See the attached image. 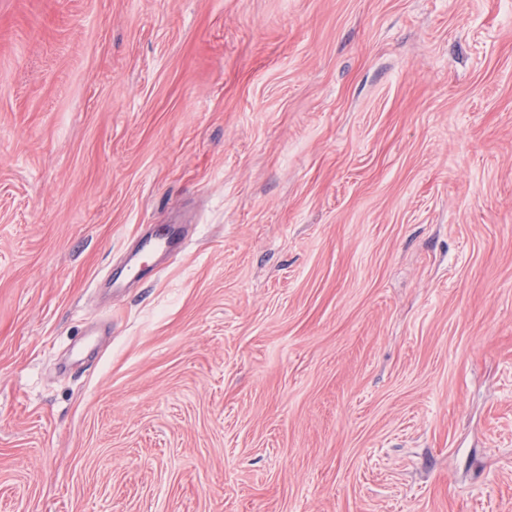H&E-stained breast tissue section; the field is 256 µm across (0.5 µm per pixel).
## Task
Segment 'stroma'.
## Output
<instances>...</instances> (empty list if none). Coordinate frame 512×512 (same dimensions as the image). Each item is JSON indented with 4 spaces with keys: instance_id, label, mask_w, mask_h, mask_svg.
<instances>
[{
    "instance_id": "stroma-1",
    "label": "stroma",
    "mask_w": 512,
    "mask_h": 512,
    "mask_svg": "<svg viewBox=\"0 0 512 512\" xmlns=\"http://www.w3.org/2000/svg\"><path fill=\"white\" fill-rule=\"evenodd\" d=\"M0 512H512V0H0Z\"/></svg>"
}]
</instances>
